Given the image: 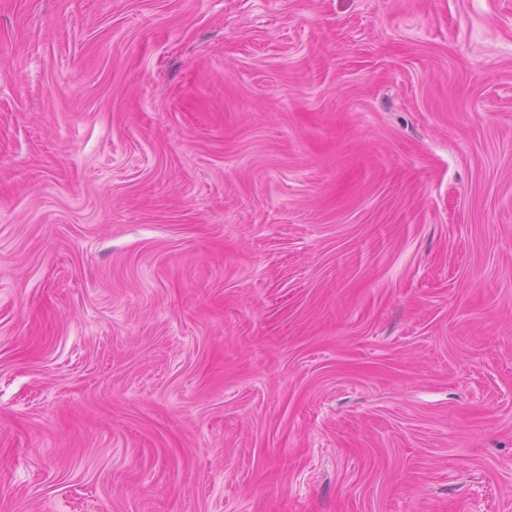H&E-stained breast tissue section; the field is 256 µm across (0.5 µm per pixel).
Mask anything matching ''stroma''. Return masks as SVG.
I'll use <instances>...</instances> for the list:
<instances>
[{
    "mask_svg": "<svg viewBox=\"0 0 512 512\" xmlns=\"http://www.w3.org/2000/svg\"><path fill=\"white\" fill-rule=\"evenodd\" d=\"M0 512H512V0H0Z\"/></svg>",
    "mask_w": 512,
    "mask_h": 512,
    "instance_id": "1",
    "label": "stroma"
}]
</instances>
